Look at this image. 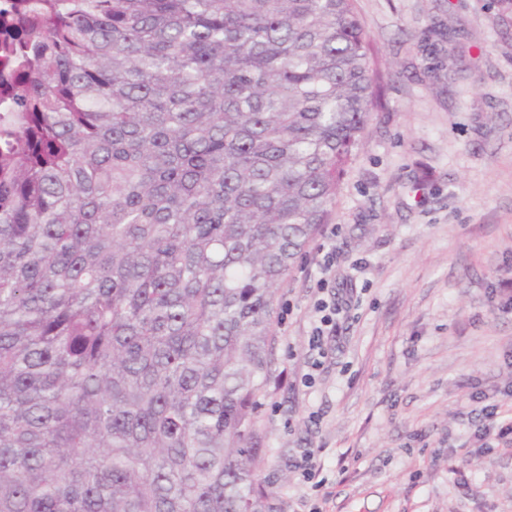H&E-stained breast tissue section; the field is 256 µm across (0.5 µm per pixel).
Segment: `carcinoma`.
I'll return each mask as SVG.
<instances>
[{
  "label": "carcinoma",
  "mask_w": 512,
  "mask_h": 512,
  "mask_svg": "<svg viewBox=\"0 0 512 512\" xmlns=\"http://www.w3.org/2000/svg\"><path fill=\"white\" fill-rule=\"evenodd\" d=\"M356 0H15L0 512H276L278 294L382 106Z\"/></svg>",
  "instance_id": "carcinoma-1"
}]
</instances>
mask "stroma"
Returning <instances> with one entry per match:
<instances>
[{"label":"stroma","mask_w":512,"mask_h":512,"mask_svg":"<svg viewBox=\"0 0 512 512\" xmlns=\"http://www.w3.org/2000/svg\"><path fill=\"white\" fill-rule=\"evenodd\" d=\"M356 6L384 100L333 205L327 288L309 256L280 293L264 473L282 512H512V449H482L469 419L512 388V23L489 0ZM438 19L462 37L437 78ZM323 294L348 313L302 391Z\"/></svg>","instance_id":"35a3bbf8"}]
</instances>
